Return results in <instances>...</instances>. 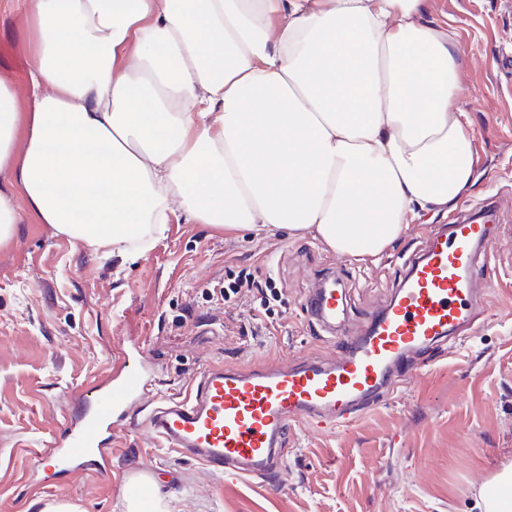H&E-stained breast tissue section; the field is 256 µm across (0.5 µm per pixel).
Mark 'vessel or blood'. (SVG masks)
Here are the masks:
<instances>
[{
    "label": "vessel or blood",
    "mask_w": 512,
    "mask_h": 512,
    "mask_svg": "<svg viewBox=\"0 0 512 512\" xmlns=\"http://www.w3.org/2000/svg\"><path fill=\"white\" fill-rule=\"evenodd\" d=\"M489 231L488 224L462 219L433 234L422 255L409 260L402 288L369 319L363 335L346 339L338 359L262 361L244 370L207 366L184 396L160 399L146 426L182 458L213 472L277 483L288 466L294 426L332 432L353 423L360 403H378L395 381L406 379L403 361L475 325L474 248ZM308 308L312 319L331 324L344 312L343 294L313 289ZM148 384L142 368L112 383L77 423L62 421L61 438L45 441L39 464L108 478L115 433L132 422Z\"/></svg>",
    "instance_id": "1"
}]
</instances>
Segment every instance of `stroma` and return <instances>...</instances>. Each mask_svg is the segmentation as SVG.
Segmentation results:
<instances>
[{
	"label": "stroma",
	"instance_id": "stroma-1",
	"mask_svg": "<svg viewBox=\"0 0 512 512\" xmlns=\"http://www.w3.org/2000/svg\"><path fill=\"white\" fill-rule=\"evenodd\" d=\"M422 19L456 43L459 107L474 133L477 182L461 199L492 207L478 264L493 286L479 327L442 357L327 434L288 435L283 485L232 479L179 458L143 424L120 431L112 477L37 465L43 441L85 395L101 394L143 357L155 371L146 401L184 391L209 364L330 358L362 333L400 288L408 258L456 209L418 213L378 258L358 261L312 235L227 232L179 220L149 247L124 255L60 233L16 199L19 222L0 246V512H41L65 500L81 512H126L127 477L153 474L169 512H478L480 493L512 467V0H425ZM22 8L0 10V80L29 106L33 65ZM275 263L280 299L251 320L204 293L228 271ZM336 277L346 316L328 332L303 309L309 290Z\"/></svg>",
	"mask_w": 512,
	"mask_h": 512
}]
</instances>
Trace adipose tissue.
I'll return each instance as SVG.
<instances>
[{"instance_id": "ef3b65f1", "label": "adipose tissue", "mask_w": 512, "mask_h": 512, "mask_svg": "<svg viewBox=\"0 0 512 512\" xmlns=\"http://www.w3.org/2000/svg\"><path fill=\"white\" fill-rule=\"evenodd\" d=\"M16 1L32 107L0 80V179L71 238L124 254L180 214L365 260L475 181L424 0Z\"/></svg>"}]
</instances>
